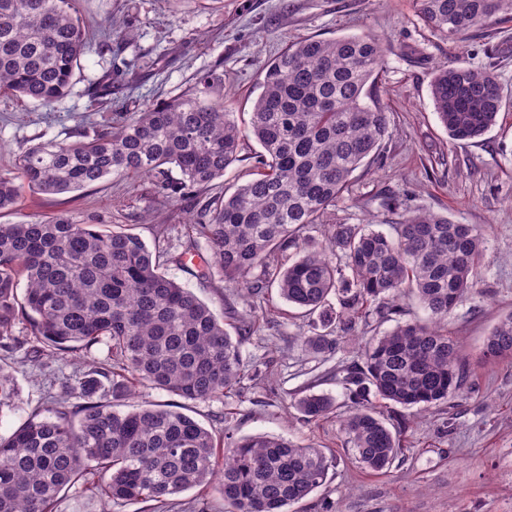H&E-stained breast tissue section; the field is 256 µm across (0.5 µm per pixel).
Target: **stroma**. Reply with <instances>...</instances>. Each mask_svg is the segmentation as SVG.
<instances>
[{"label": "stroma", "instance_id": "obj_1", "mask_svg": "<svg viewBox=\"0 0 512 512\" xmlns=\"http://www.w3.org/2000/svg\"><path fill=\"white\" fill-rule=\"evenodd\" d=\"M78 9L87 52L71 93L48 107L0 93L2 173L12 171L18 154L30 145L94 134L115 113L183 94L208 71L224 77L214 95L226 99L239 121H247L258 94L259 66L292 42L362 33L382 38L386 63L374 96L390 114L392 134L383 144L381 163L355 172L352 192L337 205L335 218L354 224L372 217L385 224L381 199L410 191L414 205L461 224L486 226L481 273L448 324L470 369L465 393L423 416L413 408L391 407L394 419L410 425L403 451L388 470L365 471L339 431V420L349 410L339 370L355 359V352L309 353L301 339L311 334V320L281 314L241 348L246 370L260 368L261 379L245 381L230 397L184 402L182 411L219 443L229 433L237 438L269 433L331 456L326 484L288 512H512V359L490 364L482 356L485 337L512 314V22L493 20L471 33L467 56L458 43L422 25L412 0H78ZM108 27L131 36L105 41ZM451 63L493 65L511 99L479 139H450L434 112L430 83L438 67ZM124 65L137 73V81L112 98L92 100V87L112 67ZM210 193L202 191L195 202L170 201L147 178L109 180L58 195L25 188L16 207L0 213V222L62 215L106 230L120 224L149 244L163 224L170 228L171 247L178 248L193 236L201 202ZM206 254V244H198L192 260L168 265L167 272L205 301L226 327L240 326L269 308L282 310L276 291L258 301L235 282L200 278ZM9 360L17 395L0 408L4 435L43 409L47 396L69 399L65 378L86 368L68 355L44 358L40 369L19 353ZM309 392L332 396L338 412L303 424L295 402ZM52 512H224V500L214 490L190 489L163 509L151 502L113 504L82 482L61 492Z\"/></svg>", "mask_w": 512, "mask_h": 512}]
</instances>
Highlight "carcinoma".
Listing matches in <instances>:
<instances>
[{
    "label": "carcinoma",
    "mask_w": 512,
    "mask_h": 512,
    "mask_svg": "<svg viewBox=\"0 0 512 512\" xmlns=\"http://www.w3.org/2000/svg\"><path fill=\"white\" fill-rule=\"evenodd\" d=\"M413 3L418 19L447 40L493 18H512V0ZM86 50L76 0H0L1 90L49 106L70 92ZM383 65L374 34L300 38L260 67V93L246 126L212 97L217 78L206 72L191 92L120 112L91 138L23 150L15 171L0 174V211L15 205L20 181L56 195L110 178L149 176L166 197L191 199L224 177L246 141L255 140L261 151L252 156L250 179L209 198L194 225L209 251L201 275L232 280L251 297L274 288L289 306L318 314L326 332L303 339L313 354L357 346V359L341 369L352 403L341 431L356 462L381 472L401 452L407 424L389 427L370 393L423 412L467 383L448 316L479 276L486 236L481 226L412 208L397 196L381 203L396 216L390 234L364 219L331 224L320 243L305 235L330 224L336 203L351 192L353 173L374 162L390 137V113L366 101ZM134 80L127 71L110 72L103 91L109 96L112 83ZM430 95L438 120L457 141L484 136L504 105L490 67L442 66ZM173 168L181 175L175 181ZM291 247L298 255L287 258ZM170 262L182 259L159 244L150 250L117 225L105 231L64 216L0 224V350L8 354L18 344L13 328L24 316L41 344L35 362L46 352L77 354L102 342L112 356V364L78 379L76 403L53 399L10 436L0 435V512H51L59 494L86 475L112 502L162 507L183 491L214 485L229 512H286L326 483L331 460L320 448L264 433L229 435L218 470L214 437L175 405L121 412L97 400L104 378L115 395H131L143 384L172 398L207 401L241 387L249 375L241 347L260 326L244 324L231 336L205 302L163 270ZM256 268L262 278L252 281ZM410 295L428 321L399 322L360 341L359 324L403 314L394 301ZM483 356L512 358V316L487 336ZM16 392L1 363L0 407ZM297 408L312 422L336 402L308 393Z\"/></svg>",
    "instance_id": "1"
}]
</instances>
